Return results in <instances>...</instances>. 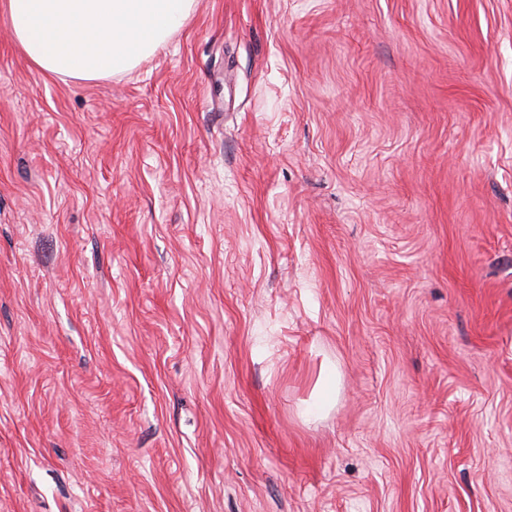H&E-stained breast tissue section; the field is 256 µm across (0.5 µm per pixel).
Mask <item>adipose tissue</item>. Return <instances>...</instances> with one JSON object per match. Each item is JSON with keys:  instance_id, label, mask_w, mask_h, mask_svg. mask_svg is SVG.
Segmentation results:
<instances>
[{"instance_id": "1", "label": "adipose tissue", "mask_w": 512, "mask_h": 512, "mask_svg": "<svg viewBox=\"0 0 512 512\" xmlns=\"http://www.w3.org/2000/svg\"><path fill=\"white\" fill-rule=\"evenodd\" d=\"M195 0H0V18L43 74L99 80L133 71L190 19Z\"/></svg>"}]
</instances>
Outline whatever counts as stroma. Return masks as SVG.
Returning <instances> with one entry per match:
<instances>
[{
	"mask_svg": "<svg viewBox=\"0 0 512 512\" xmlns=\"http://www.w3.org/2000/svg\"><path fill=\"white\" fill-rule=\"evenodd\" d=\"M0 512H512V0L0 21ZM195 0H2L0 15L43 74L99 80L133 71L191 18ZM339 377L335 366L324 367L318 379L312 403L307 407V414L319 416L328 411L336 402Z\"/></svg>",
	"mask_w": 512,
	"mask_h": 512,
	"instance_id": "35a3bbf8",
	"label": "stroma"
}]
</instances>
